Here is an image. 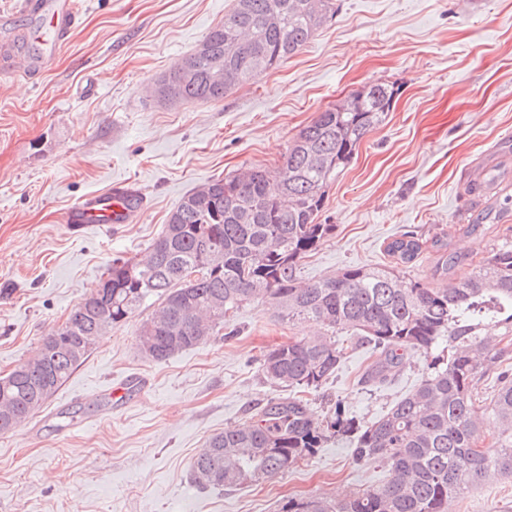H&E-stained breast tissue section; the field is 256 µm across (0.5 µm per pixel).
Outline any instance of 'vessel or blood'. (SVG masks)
Wrapping results in <instances>:
<instances>
[{
	"label": "vessel or blood",
	"mask_w": 512,
	"mask_h": 512,
	"mask_svg": "<svg viewBox=\"0 0 512 512\" xmlns=\"http://www.w3.org/2000/svg\"><path fill=\"white\" fill-rule=\"evenodd\" d=\"M15 11L37 15L41 23L31 36L32 50L27 54L3 52L0 62L17 72H27L32 63L51 65L76 27L80 9L77 0H15ZM139 189L117 184L103 192L79 198L65 212L63 221L74 227L89 224H126L143 207Z\"/></svg>",
	"instance_id": "b4317fda"
}]
</instances>
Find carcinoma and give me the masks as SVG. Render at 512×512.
<instances>
[{
	"label": "carcinoma",
	"mask_w": 512,
	"mask_h": 512,
	"mask_svg": "<svg viewBox=\"0 0 512 512\" xmlns=\"http://www.w3.org/2000/svg\"><path fill=\"white\" fill-rule=\"evenodd\" d=\"M336 12L335 0H234L224 20L155 84L177 104L215 101L286 62ZM394 88L374 83L303 127L274 170L250 167L212 179L185 195L141 259L112 261L100 284L109 291L79 301L39 353L0 376V433L44 406L98 340L154 296L157 308L137 329L140 349L160 362L205 342L246 303L263 301L290 322H314L322 336L280 344L264 355V376L299 395L272 401L250 419L209 437L191 464L201 489L271 480L346 440L357 461L388 468L380 486L344 500L289 497L279 512H448L470 486L512 478V239L495 244L466 277L440 287L405 278L395 266H348L320 281L300 277V262L328 238L319 224L326 188L362 139L390 111ZM441 251L436 272L448 276L467 257ZM402 264L421 252L407 231L386 246ZM496 327L497 332L487 329ZM352 329L379 358L367 381H383L409 352L427 359L414 391L360 428L341 407L321 417L302 394L336 374L346 347L336 331ZM448 339V349H438ZM490 405L475 393L488 375ZM497 428L478 447L485 424Z\"/></svg>",
	"instance_id": "cac0c4a2"
}]
</instances>
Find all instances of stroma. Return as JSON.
<instances>
[{
	"instance_id": "stroma-1",
	"label": "stroma",
	"mask_w": 512,
	"mask_h": 512,
	"mask_svg": "<svg viewBox=\"0 0 512 512\" xmlns=\"http://www.w3.org/2000/svg\"><path fill=\"white\" fill-rule=\"evenodd\" d=\"M336 0V13L278 68L218 101L160 106L145 89L221 22L233 0H81V21L37 82L0 70V375L34 356L116 259H138L192 189L243 167H278L319 112L372 83L396 91L385 121L331 180L318 221L333 233L301 262L313 282L348 266L383 267L407 230L450 233L453 250L482 261L512 215L482 223L512 198V0ZM495 174L486 195L471 183ZM130 183L146 196L128 224H64L79 197ZM156 307L112 328L56 395L0 434V512H278L289 497L342 499L384 483L387 469L356 462L328 441L272 480L194 486L190 465L213 434L288 397L261 370L264 354L310 323L244 305L239 333L163 362L136 338ZM347 355L308 398L318 415L342 407L367 426L420 382L406 356L385 381L365 383L376 359L341 331ZM140 383L112 400L113 385ZM451 512H512V478L472 487Z\"/></svg>"
}]
</instances>
